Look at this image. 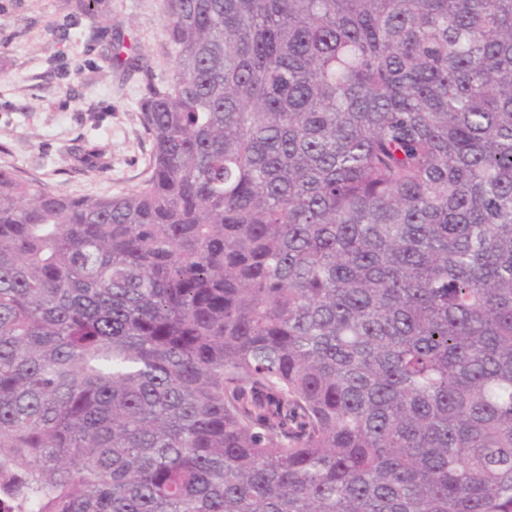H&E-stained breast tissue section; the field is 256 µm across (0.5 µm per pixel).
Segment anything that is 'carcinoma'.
I'll return each mask as SVG.
<instances>
[{"label": "carcinoma", "instance_id": "obj_1", "mask_svg": "<svg viewBox=\"0 0 512 512\" xmlns=\"http://www.w3.org/2000/svg\"><path fill=\"white\" fill-rule=\"evenodd\" d=\"M150 175L0 168L9 512H512V0H163Z\"/></svg>", "mask_w": 512, "mask_h": 512}]
</instances>
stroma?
Segmentation results:
<instances>
[{
    "label": "stroma",
    "instance_id": "35a3bbf8",
    "mask_svg": "<svg viewBox=\"0 0 512 512\" xmlns=\"http://www.w3.org/2000/svg\"><path fill=\"white\" fill-rule=\"evenodd\" d=\"M0 0V168L75 197L130 192L148 175L147 82L175 74L161 0ZM134 45L148 69L116 61ZM96 149L98 165L79 153Z\"/></svg>",
    "mask_w": 512,
    "mask_h": 512
}]
</instances>
